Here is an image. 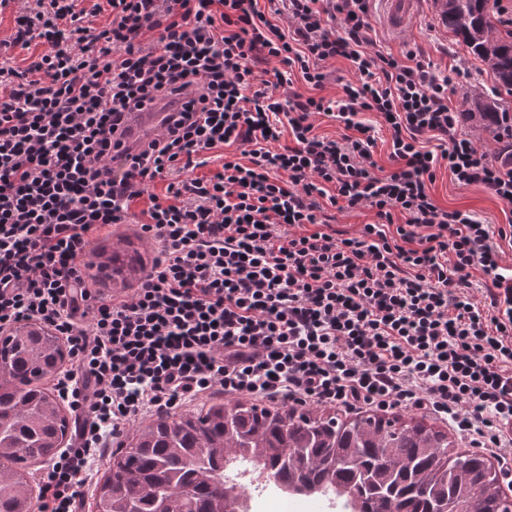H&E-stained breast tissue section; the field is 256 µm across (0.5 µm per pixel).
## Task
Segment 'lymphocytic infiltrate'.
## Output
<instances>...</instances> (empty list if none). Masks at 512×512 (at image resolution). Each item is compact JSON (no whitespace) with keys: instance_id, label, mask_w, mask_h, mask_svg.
Segmentation results:
<instances>
[{"instance_id":"f902f5d3","label":"lymphocytic infiltrate","mask_w":512,"mask_h":512,"mask_svg":"<svg viewBox=\"0 0 512 512\" xmlns=\"http://www.w3.org/2000/svg\"><path fill=\"white\" fill-rule=\"evenodd\" d=\"M258 2L17 12L14 45L40 52L21 71L0 62V331L42 323L73 359L55 388L75 431L41 479L40 512H82L110 436L213 396L425 410L512 457V288L491 241L512 233L430 193L445 168L511 204L512 153L490 158L459 134L423 54L374 50L368 0H280L281 25ZM105 9L110 23L93 26ZM337 58L352 78L326 97ZM273 60L263 78L257 63ZM289 69L312 95H279ZM184 98L172 124L113 153L126 113ZM363 112L386 124L392 170L374 161ZM319 116L340 136L315 134ZM219 148L221 171L196 176ZM338 205L376 220L344 235L326 213ZM133 218L161 250L132 294L108 301L80 259L93 234Z\"/></svg>"}]
</instances>
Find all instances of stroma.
<instances>
[{"instance_id": "1", "label": "stroma", "mask_w": 512, "mask_h": 512, "mask_svg": "<svg viewBox=\"0 0 512 512\" xmlns=\"http://www.w3.org/2000/svg\"><path fill=\"white\" fill-rule=\"evenodd\" d=\"M369 15L376 49L399 56L411 50L421 51L432 64V74L437 79L450 81L448 103L462 115L460 134L473 138L489 153H497L498 144L492 135L477 130L474 121L466 116L473 97L489 96L491 80L481 74L480 62L442 25L434 0H413L407 19L408 34L403 38L394 33L383 0H369ZM431 193L439 206L470 212L495 227L512 219V206L490 193L458 186L444 169L438 170ZM119 244L129 245L147 265L151 264L157 248L156 243L143 236L135 224L113 226L111 231L101 232L93 239L81 259L89 284L106 295L118 297L131 294L138 285L133 278L125 282L105 278L99 269L105 254Z\"/></svg>"}]
</instances>
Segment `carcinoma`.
Listing matches in <instances>:
<instances>
[{
	"mask_svg": "<svg viewBox=\"0 0 512 512\" xmlns=\"http://www.w3.org/2000/svg\"><path fill=\"white\" fill-rule=\"evenodd\" d=\"M442 24L512 93V24L491 0H435ZM478 127L494 133L499 107L477 98ZM68 352L29 322L0 337V512H33L20 462L58 456L68 431L60 400L42 381ZM244 461L311 496L334 495L350 512H504L494 465L463 457L448 435L421 422L379 416L341 420L317 410L260 408L215 400L198 412L162 416L129 435L96 487L99 512H238L215 465Z\"/></svg>",
	"mask_w": 512,
	"mask_h": 512,
	"instance_id": "cac0c4a2",
	"label": "carcinoma"
}]
</instances>
